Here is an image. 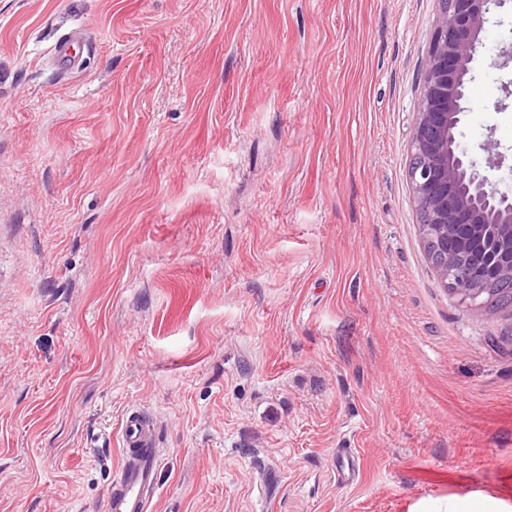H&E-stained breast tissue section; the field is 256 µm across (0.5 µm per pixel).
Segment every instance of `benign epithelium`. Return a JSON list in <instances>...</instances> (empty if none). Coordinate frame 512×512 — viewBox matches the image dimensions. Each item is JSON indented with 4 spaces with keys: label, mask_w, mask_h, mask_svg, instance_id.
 I'll return each instance as SVG.
<instances>
[{
    "label": "benign epithelium",
    "mask_w": 512,
    "mask_h": 512,
    "mask_svg": "<svg viewBox=\"0 0 512 512\" xmlns=\"http://www.w3.org/2000/svg\"><path fill=\"white\" fill-rule=\"evenodd\" d=\"M503 0H439L434 36L423 69L409 177L426 236L444 262L435 266L453 288L512 284V192L486 170L501 167L499 144L484 145L485 163L457 137L472 81L470 64L486 16Z\"/></svg>",
    "instance_id": "benign-epithelium-1"
}]
</instances>
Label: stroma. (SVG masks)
I'll use <instances>...</instances> for the list:
<instances>
[{"label":"stroma","mask_w":512,"mask_h":512,"mask_svg":"<svg viewBox=\"0 0 512 512\" xmlns=\"http://www.w3.org/2000/svg\"><path fill=\"white\" fill-rule=\"evenodd\" d=\"M438 11L0 0V512L101 506L133 406L152 512H512V307L444 286L408 178ZM480 38L481 160L512 0ZM79 41H81V36L75 32L57 40L53 47L54 62L57 69L70 72L79 67L80 57L74 49V45Z\"/></svg>","instance_id":"35a3bbf8"}]
</instances>
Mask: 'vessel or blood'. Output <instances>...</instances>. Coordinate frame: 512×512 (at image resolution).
Returning a JSON list of instances; mask_svg holds the SVG:
<instances>
[{"mask_svg": "<svg viewBox=\"0 0 512 512\" xmlns=\"http://www.w3.org/2000/svg\"><path fill=\"white\" fill-rule=\"evenodd\" d=\"M79 40L75 32L57 40L53 47L57 69L69 72L78 68L80 58L74 46ZM157 428V421L141 409L131 407L124 412L122 459L110 482L105 512H150L160 489Z\"/></svg>", "mask_w": 512, "mask_h": 512, "instance_id": "obj_1", "label": "vessel or blood"}]
</instances>
